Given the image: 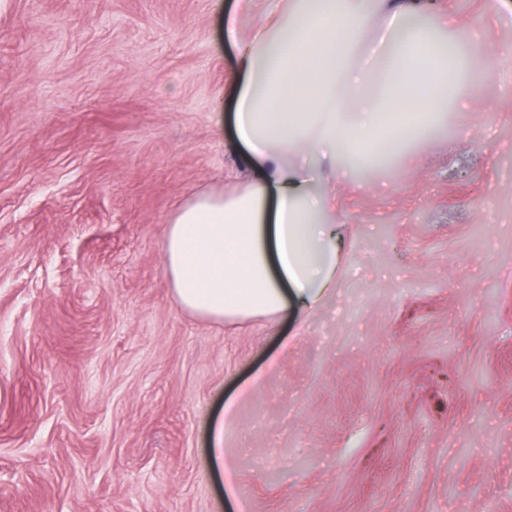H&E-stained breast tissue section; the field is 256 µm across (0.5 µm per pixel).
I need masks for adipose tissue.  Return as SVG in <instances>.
I'll list each match as a JSON object with an SVG mask.
<instances>
[{
  "instance_id": "obj_1",
  "label": "adipose tissue",
  "mask_w": 512,
  "mask_h": 512,
  "mask_svg": "<svg viewBox=\"0 0 512 512\" xmlns=\"http://www.w3.org/2000/svg\"><path fill=\"white\" fill-rule=\"evenodd\" d=\"M255 2L235 0L224 38L239 49L235 139L261 175L195 196L166 237L177 303L219 321L307 313L333 293L345 235L316 188L323 170L402 155L446 122L449 83L481 82L465 67L472 41L449 43L430 0Z\"/></svg>"
}]
</instances>
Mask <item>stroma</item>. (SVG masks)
Wrapping results in <instances>:
<instances>
[{"label":"stroma","instance_id":"obj_1","mask_svg":"<svg viewBox=\"0 0 512 512\" xmlns=\"http://www.w3.org/2000/svg\"><path fill=\"white\" fill-rule=\"evenodd\" d=\"M436 2L482 45L473 111L342 168L317 310L219 322L178 305L164 243L258 176L233 0H9L0 512H512V0Z\"/></svg>","mask_w":512,"mask_h":512}]
</instances>
